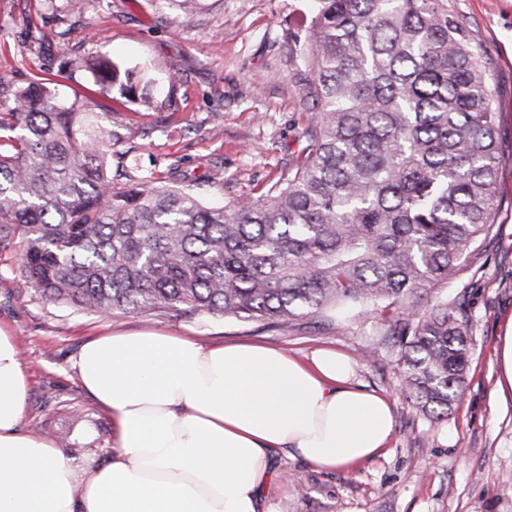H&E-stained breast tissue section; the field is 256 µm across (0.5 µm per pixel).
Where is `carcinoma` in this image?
<instances>
[{"label": "carcinoma", "instance_id": "carcinoma-1", "mask_svg": "<svg viewBox=\"0 0 512 512\" xmlns=\"http://www.w3.org/2000/svg\"><path fill=\"white\" fill-rule=\"evenodd\" d=\"M303 44L304 154L235 208L142 179L112 187V125L36 80L0 119V243L19 236L20 287L111 316L164 311L268 324L361 308L388 322L402 390L437 419L462 397L471 320L427 303L496 223L492 56L448 0H317ZM134 89L133 69L84 61Z\"/></svg>", "mask_w": 512, "mask_h": 512}]
</instances>
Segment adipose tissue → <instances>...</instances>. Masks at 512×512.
Masks as SVG:
<instances>
[{
    "label": "adipose tissue",
    "mask_w": 512,
    "mask_h": 512,
    "mask_svg": "<svg viewBox=\"0 0 512 512\" xmlns=\"http://www.w3.org/2000/svg\"><path fill=\"white\" fill-rule=\"evenodd\" d=\"M74 368L112 417L108 462L22 431L28 379L0 328V512H262L273 451L347 470L394 426L388 400L353 386L350 360L330 349L302 362L152 331L90 339Z\"/></svg>",
    "instance_id": "ef3b65f1"
}]
</instances>
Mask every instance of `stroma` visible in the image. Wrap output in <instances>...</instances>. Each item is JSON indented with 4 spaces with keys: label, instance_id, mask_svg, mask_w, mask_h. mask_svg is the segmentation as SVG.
<instances>
[{
    "label": "stroma",
    "instance_id": "stroma-1",
    "mask_svg": "<svg viewBox=\"0 0 512 512\" xmlns=\"http://www.w3.org/2000/svg\"><path fill=\"white\" fill-rule=\"evenodd\" d=\"M448 7L494 60L502 205L483 268L435 290L460 301L473 321L465 393L446 418L422 415L403 395L397 349L379 319L332 310L279 326L157 310L99 317L20 290L13 241L0 245V326L17 336L29 379L24 430L48 437L70 427L65 456L108 461L110 418L73 368L94 336L156 330L205 344L259 342L300 358L329 347L352 360L354 385L389 400V445L336 473L278 454L271 512H512V409L494 400V347L512 316V0ZM314 12V0H203L191 14L174 0H86L79 13L69 0H0V113L14 110L18 88L50 82L59 104L111 114L114 184L163 176L175 164L205 205L230 208L287 179L305 145L300 48ZM90 55L140 70L136 92L150 94L152 108L96 82L82 66Z\"/></svg>",
    "mask_w": 512,
    "mask_h": 512
}]
</instances>
